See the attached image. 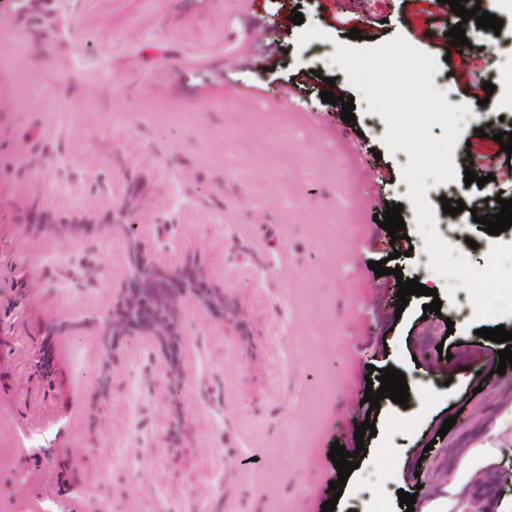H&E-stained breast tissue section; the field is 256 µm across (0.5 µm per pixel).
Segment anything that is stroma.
I'll use <instances>...</instances> for the list:
<instances>
[{
	"label": "stroma",
	"mask_w": 512,
	"mask_h": 512,
	"mask_svg": "<svg viewBox=\"0 0 512 512\" xmlns=\"http://www.w3.org/2000/svg\"><path fill=\"white\" fill-rule=\"evenodd\" d=\"M300 9L304 21L290 15ZM417 0H353L337 24L332 0H258L250 15L238 0H85L67 44L46 29L40 9L0 0V512H312L337 499L335 512H366L385 499L405 512L399 492L414 494V512H461L476 478L494 465L512 467V383L480 397L475 364L439 359L438 344L474 343L500 320L472 316L463 290L426 273L425 241L407 199L403 151H389L387 124L367 112L361 91L331 57L337 44L367 47L395 36L432 56L437 78L471 102L496 68L512 67V0H497L500 32L470 39L477 56L494 53L475 75L447 59L448 39L415 37ZM266 30L276 54L261 68L247 31ZM361 31L348 39L350 29ZM308 111L276 109L287 81ZM353 99L355 123L321 91ZM327 116L331 127L314 120ZM512 131V82L497 83L494 105L478 107L452 153L459 174L430 187L431 206L462 190L474 126ZM70 155L79 180L115 174L140 188L139 221L178 212L177 249L223 289L230 322L191 304L182 348L190 440L166 447L168 412H140L131 374L141 343L120 339L103 360L95 336L49 337L51 319L88 321L125 287L124 247L103 249L105 287L78 293L51 288L48 264L69 250L34 224H110L114 205L56 183L46 163ZM384 182L371 195L369 179ZM401 205L405 238L391 240L375 221ZM387 260L404 278L438 292L439 314L425 315L426 296L404 311L384 304L369 262ZM452 321L453 334L431 332ZM47 347L53 387L28 381L29 358ZM111 367L107 398L96 373ZM406 376L407 406L380 402L376 436L341 497L329 488L338 471L332 443L355 451V427L369 410L367 365ZM215 378L201 394L200 372ZM476 411L482 424L456 422ZM454 425L438 431L445 419ZM451 462L452 479L436 470Z\"/></svg>",
	"instance_id": "obj_1"
}]
</instances>
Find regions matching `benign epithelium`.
I'll return each instance as SVG.
<instances>
[{
  "label": "benign epithelium",
  "mask_w": 512,
  "mask_h": 512,
  "mask_svg": "<svg viewBox=\"0 0 512 512\" xmlns=\"http://www.w3.org/2000/svg\"><path fill=\"white\" fill-rule=\"evenodd\" d=\"M55 178L60 186L69 188L79 179L71 165L53 160ZM89 191L102 197L114 193L112 176L100 175L86 184ZM136 204L128 191L121 193L117 221L102 227L97 241L84 246L82 255L72 256L64 263L47 270L46 280L52 287L96 289L103 285L105 269L91 259L100 252L99 244L114 237L124 240L125 269L129 287L117 294L112 308L102 310L92 321H58L51 323L55 336H76L90 327L98 337L103 357L111 353L113 341L123 336H138L147 346L146 357L139 361L141 385L146 397L158 400L171 415L166 441L170 448H180L189 438L182 392L184 376L181 352L189 330L186 303L194 301L224 317V291L209 286L204 276L181 259L173 258L182 225L172 211L164 212L151 224L136 220ZM40 232L48 233L70 244L85 237L81 224H42ZM156 236L157 256L146 260L140 251V237ZM163 352L164 360L156 358L155 350Z\"/></svg>",
  "instance_id": "obj_1"
}]
</instances>
